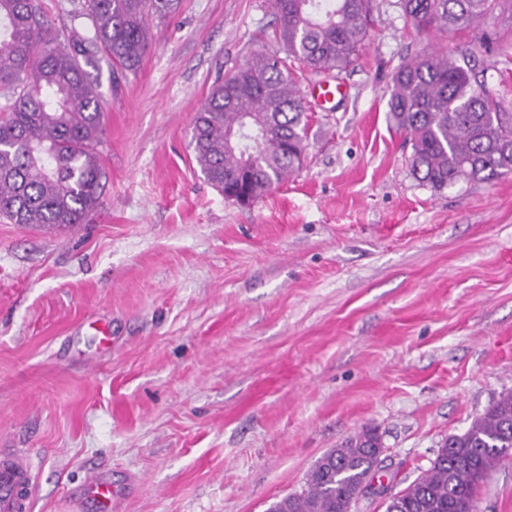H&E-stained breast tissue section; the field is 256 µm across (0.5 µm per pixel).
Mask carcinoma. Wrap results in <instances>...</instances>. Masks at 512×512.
Returning a JSON list of instances; mask_svg holds the SVG:
<instances>
[{
	"instance_id": "cac0c4a2",
	"label": "carcinoma",
	"mask_w": 512,
	"mask_h": 512,
	"mask_svg": "<svg viewBox=\"0 0 512 512\" xmlns=\"http://www.w3.org/2000/svg\"><path fill=\"white\" fill-rule=\"evenodd\" d=\"M285 56L259 52L219 76L197 111L190 145L205 179L228 200L254 202L302 165L307 117L296 66L342 71L367 37L373 0H269ZM414 30L471 31L512 0H400ZM178 0H79L68 43L40 0H0V216L12 224L75 226L102 204L100 153L105 105L86 67L102 54L136 73ZM480 39L460 56L417 55L395 72L390 122L411 145L412 174L435 189L512 174V102L471 64ZM243 132L236 152L224 136ZM380 436L362 429L321 456L305 488L267 512H350L382 468ZM512 457V393L462 434L448 436L431 467L388 498L385 512H478L477 491Z\"/></svg>"
}]
</instances>
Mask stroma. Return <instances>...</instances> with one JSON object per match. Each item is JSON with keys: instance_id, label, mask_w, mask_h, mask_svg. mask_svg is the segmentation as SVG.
I'll use <instances>...</instances> for the list:
<instances>
[{"instance_id": "stroma-1", "label": "stroma", "mask_w": 512, "mask_h": 512, "mask_svg": "<svg viewBox=\"0 0 512 512\" xmlns=\"http://www.w3.org/2000/svg\"><path fill=\"white\" fill-rule=\"evenodd\" d=\"M478 53L512 91V16ZM268 0H180L105 104L102 206L72 228L0 219V448L30 449L34 512L103 472L118 512H266L362 428L396 489L512 392V175L441 190L390 125L396 68L474 33L375 0L347 95L307 97L302 167L248 205L189 146L215 78L279 51ZM512 512V458L478 489Z\"/></svg>"}]
</instances>
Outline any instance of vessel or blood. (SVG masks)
<instances>
[{"instance_id": "vessel-or-blood-1", "label": "vessel or blood", "mask_w": 512, "mask_h": 512, "mask_svg": "<svg viewBox=\"0 0 512 512\" xmlns=\"http://www.w3.org/2000/svg\"><path fill=\"white\" fill-rule=\"evenodd\" d=\"M312 92L319 103L326 104L341 100L346 86L338 80L322 79L313 85ZM35 484L36 474L28 450L0 448V512H34ZM81 494L93 500L100 512H112V484L104 474L91 475Z\"/></svg>"}]
</instances>
